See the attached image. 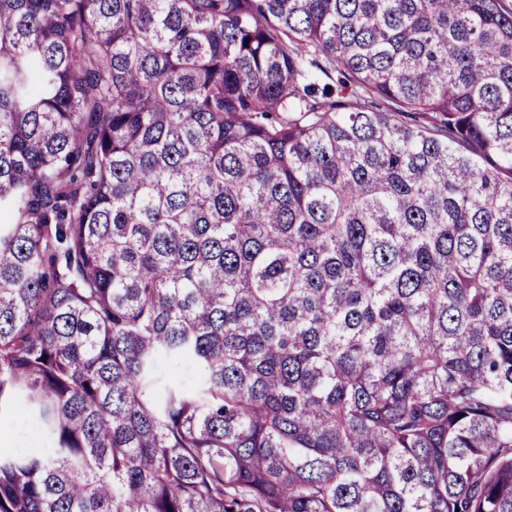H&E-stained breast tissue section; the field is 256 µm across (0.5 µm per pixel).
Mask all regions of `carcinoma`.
<instances>
[{
	"mask_svg": "<svg viewBox=\"0 0 512 512\" xmlns=\"http://www.w3.org/2000/svg\"><path fill=\"white\" fill-rule=\"evenodd\" d=\"M19 412L0 512H512V10L0 0ZM323 83H328L335 91L336 99L347 101L349 103H358L360 105L369 106L371 104L370 98L367 97H357L355 84L350 79L349 75L346 74L343 70L336 67L330 74V79L325 78ZM322 83V84H323ZM157 379L160 388L173 380L190 385L196 380V371L193 364L188 361L176 365L164 363L159 367ZM44 442L38 427L21 417L9 418L0 423V448H11L15 453H25ZM2 443V444H1Z\"/></svg>",
	"mask_w": 512,
	"mask_h": 512,
	"instance_id": "obj_1",
	"label": "carcinoma"
}]
</instances>
